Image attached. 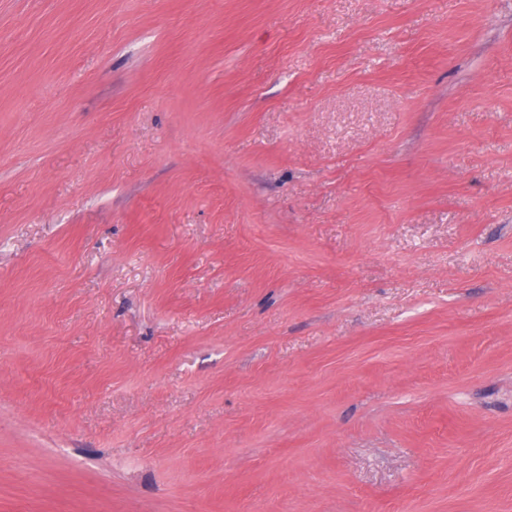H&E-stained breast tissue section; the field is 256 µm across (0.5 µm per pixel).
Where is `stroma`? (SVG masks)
<instances>
[{
  "label": "stroma",
  "mask_w": 512,
  "mask_h": 512,
  "mask_svg": "<svg viewBox=\"0 0 512 512\" xmlns=\"http://www.w3.org/2000/svg\"><path fill=\"white\" fill-rule=\"evenodd\" d=\"M0 512H512V0H0Z\"/></svg>",
  "instance_id": "stroma-1"
}]
</instances>
